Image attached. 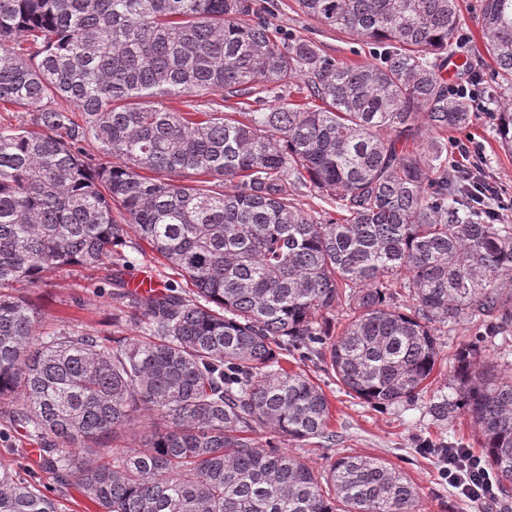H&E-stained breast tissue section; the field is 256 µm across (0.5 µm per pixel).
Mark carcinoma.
<instances>
[{
  "label": "carcinoma",
  "instance_id": "obj_1",
  "mask_svg": "<svg viewBox=\"0 0 512 512\" xmlns=\"http://www.w3.org/2000/svg\"><path fill=\"white\" fill-rule=\"evenodd\" d=\"M296 3L372 60L279 36L255 0H0V104L30 115L0 128V401L39 445L27 477L0 467V512H58L42 472L97 512H419L384 460L341 454L321 471L255 435L329 438V400L283 365L289 346L321 343L343 387L388 406L428 387L446 329L488 318L512 342V224L448 166V132L474 116L448 95L458 0ZM479 15L483 90L512 152V0H479ZM89 141L111 165L91 163ZM301 189L333 209L302 208ZM142 242L196 292L107 278L137 338L41 333L38 305L6 292L127 263L119 248ZM450 382L430 415L469 416L512 494V362L470 345ZM137 427L138 449L84 452Z\"/></svg>",
  "mask_w": 512,
  "mask_h": 512
}]
</instances>
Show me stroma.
<instances>
[{"instance_id":"stroma-1","label":"stroma","mask_w":512,"mask_h":512,"mask_svg":"<svg viewBox=\"0 0 512 512\" xmlns=\"http://www.w3.org/2000/svg\"><path fill=\"white\" fill-rule=\"evenodd\" d=\"M279 7L272 23L292 36L314 39L325 54L338 60H369V48L353 43L336 30L301 13L295 0H274ZM463 38L456 43L459 56L470 58L483 76L493 71L492 61L482 52V33L478 21L477 0H459ZM492 106L479 98L477 115L467 130L482 152L483 169L496 191L492 206L498 207L503 222L512 224V154L504 152L488 117ZM41 306L42 330L59 327L62 318L79 319L86 331L106 337H130L132 323L113 326L112 316L118 305L110 297L101 269L64 267L48 273L38 287L29 291ZM483 326L463 323L443 336L445 355L434 373L433 390L443 389L453 373L454 356L466 345L478 344L482 355L494 358L498 345L483 339ZM289 368L309 374L322 387L331 406L330 428L336 440L326 444L318 440L289 443L290 452L301 456L317 469H325L331 456L356 453L379 457L400 468L415 485L421 512H512V496H495L483 503H473L444 479L441 448H464L479 454L480 436L469 418L461 412L438 423L427 410L428 395L412 401L377 407L349 393L327 371L318 354L308 348L288 351ZM32 446L23 432L14 430L7 415H0V466L24 472Z\"/></svg>"}]
</instances>
